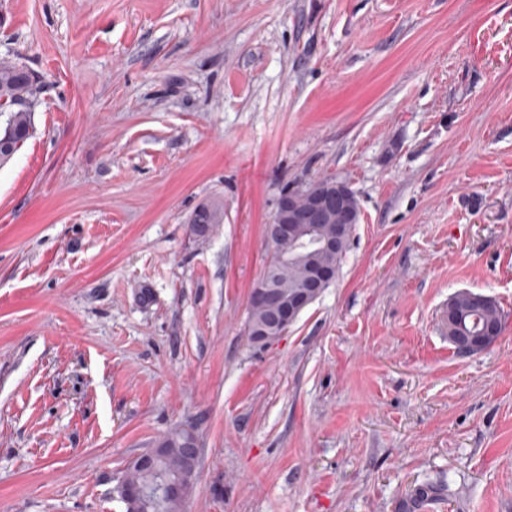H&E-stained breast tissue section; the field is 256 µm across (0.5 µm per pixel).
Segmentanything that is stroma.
<instances>
[{"label": "stroma", "instance_id": "35a3bbf8", "mask_svg": "<svg viewBox=\"0 0 512 512\" xmlns=\"http://www.w3.org/2000/svg\"><path fill=\"white\" fill-rule=\"evenodd\" d=\"M1 59L42 92L0 167V512H125L176 426L188 512H398L439 478L425 512H512V0H0ZM329 176L339 275L253 344L279 192ZM461 291L504 313L467 356ZM191 221L193 229L197 228L198 234L204 238L208 236L214 224H220V211L216 208L203 205L194 212ZM334 233L321 238L320 250L332 252L346 238L351 237L354 228V217L348 212L339 220L338 224H334ZM477 294L461 291L450 296L440 319L441 331L458 353L482 351L501 334L503 312L491 297L479 299ZM197 446V435L193 427H176L169 433L160 438L154 445L140 455L147 454L154 465V470H149L146 466H139L131 462L122 482L131 489L138 490L144 487L154 485L162 477L172 482H177L181 478L185 467V457L183 448H189L186 452L187 468L182 476V480L177 483H159V486H153L155 493L160 496L177 497L182 494V484L184 482H194L197 475L199 462V448ZM157 448H162L158 450Z\"/></svg>", "mask_w": 512, "mask_h": 512}]
</instances>
